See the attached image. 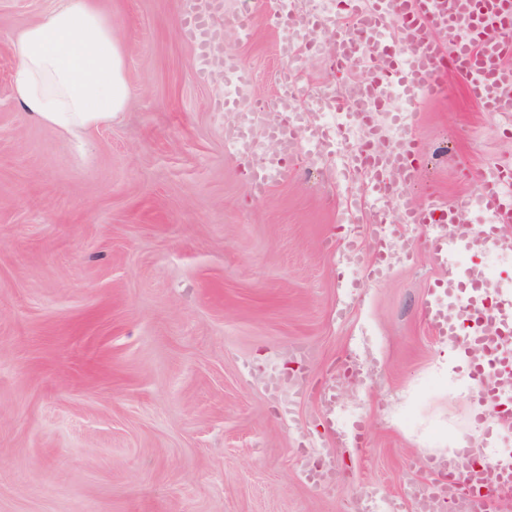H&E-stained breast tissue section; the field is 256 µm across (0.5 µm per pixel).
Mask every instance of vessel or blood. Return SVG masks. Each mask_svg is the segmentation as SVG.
Listing matches in <instances>:
<instances>
[{"instance_id":"vessel-or-blood-1","label":"vessel or blood","mask_w":512,"mask_h":512,"mask_svg":"<svg viewBox=\"0 0 512 512\" xmlns=\"http://www.w3.org/2000/svg\"><path fill=\"white\" fill-rule=\"evenodd\" d=\"M223 9L224 0H205L204 9L184 13V32L198 48L208 47V20ZM346 13L354 27H337L332 65L341 71L359 68L366 75L356 82L353 96L339 95L327 102L328 110L343 117L333 129L302 128L288 121V104L296 90L290 75H283L270 101L280 116L274 140L281 155H290L304 144L322 148L344 138L349 128L357 126V113L385 111L391 92H399L411 108L445 95L443 74L449 69L463 76L470 97L484 111L512 114V0H347ZM224 69L234 98L247 100V80L238 64L225 59ZM368 129L371 141L359 152L365 157L376 201L372 235L377 238L385 230L390 193L412 186L418 178L419 146L408 131L393 134L374 123ZM479 178L476 199L423 209L403 196L397 210L401 222L438 228L428 249L448 272V300L443 303L428 295L423 315L436 336L464 348L483 382L476 408L482 417L493 420L502 409L512 408V299L501 288L488 287L481 266L459 269L454 256L462 249L512 251V171L490 167ZM287 179L288 169L282 163L259 166L252 174L251 189L261 198ZM476 208L486 215L485 223L469 221ZM463 453L472 459L470 468L459 469L449 460L433 464L434 501L455 497L462 487L489 498L483 458L468 447Z\"/></svg>"}]
</instances>
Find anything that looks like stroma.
Wrapping results in <instances>:
<instances>
[{"label": "stroma", "mask_w": 512, "mask_h": 512, "mask_svg": "<svg viewBox=\"0 0 512 512\" xmlns=\"http://www.w3.org/2000/svg\"><path fill=\"white\" fill-rule=\"evenodd\" d=\"M59 0H0V512H349L377 491L416 512L412 483L477 427L466 355L423 316L446 274L429 224L387 226L400 258L374 280L372 216L343 222L368 183L288 156L287 181L256 197L250 156L225 148L224 79L196 75L180 0H98L126 54L131 89L109 125L75 139L13 98L12 39ZM285 17L255 12L224 52L271 98L288 64ZM333 34L297 74L336 85ZM415 111L422 206L476 192L512 167V132L463 79ZM356 238L363 261L342 259ZM298 371L299 400L264 372ZM335 384V477L301 473L327 442L321 392ZM305 424L295 434L291 419Z\"/></svg>", "instance_id": "stroma-1"}]
</instances>
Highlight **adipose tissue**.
I'll use <instances>...</instances> for the list:
<instances>
[{
  "instance_id": "adipose-tissue-1",
  "label": "adipose tissue",
  "mask_w": 512,
  "mask_h": 512,
  "mask_svg": "<svg viewBox=\"0 0 512 512\" xmlns=\"http://www.w3.org/2000/svg\"><path fill=\"white\" fill-rule=\"evenodd\" d=\"M13 48L14 97L35 121L75 134L124 110V50L96 0H62L17 32Z\"/></svg>"
}]
</instances>
